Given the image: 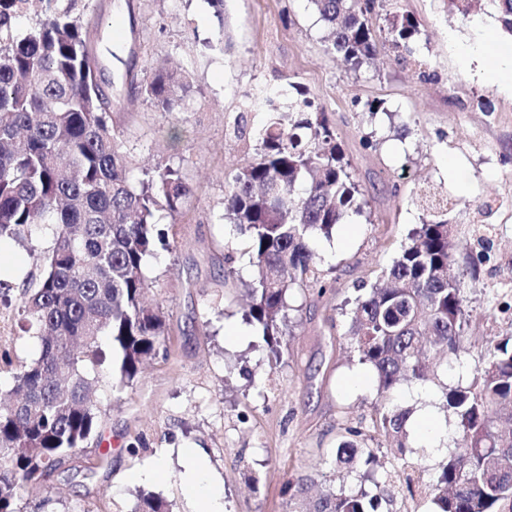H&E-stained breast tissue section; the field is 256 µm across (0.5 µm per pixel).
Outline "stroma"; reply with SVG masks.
Listing matches in <instances>:
<instances>
[{
    "mask_svg": "<svg viewBox=\"0 0 512 512\" xmlns=\"http://www.w3.org/2000/svg\"><path fill=\"white\" fill-rule=\"evenodd\" d=\"M82 3L90 47L107 64L99 83L112 100L114 127L139 169L181 168L192 194L176 216L162 215L169 247L147 265L149 297L168 324L164 352L128 386L100 383L95 434L23 496L22 512H38L46 496L54 512H131L141 490L173 512H193L184 473L194 455L205 460L224 512H288V480L351 484L330 469L351 428L396 467L397 448L372 427L376 385L349 344L342 303L374 284L408 233L429 220L423 192L447 195L459 264L479 271L467 291L461 360L449 363L443 383L472 377L494 344L512 340V92L460 62L462 48L478 38L474 20L498 27L493 0H476L467 19L449 0H397L396 11L419 22L407 61L382 50L357 70L329 51V30L308 0H224L220 12L209 0ZM160 65L187 79L178 111H160L140 92ZM291 83L311 93L333 126L366 206L350 217L346 241L316 239L328 289L294 292V325L277 359L246 323L249 240L222 214L225 185L252 160L265 118L260 109L242 111L243 102ZM371 101L379 111H367ZM485 202L492 211L483 216ZM480 227L493 243L487 254L476 244ZM50 245L43 227L25 248L0 240V280L9 287L0 298V394L39 352L16 307ZM231 325L245 331L232 345L225 341ZM357 373L363 383L351 384ZM390 400L444 420L445 434L422 461L435 475L456 437L440 386L404 384Z\"/></svg>",
    "mask_w": 512,
    "mask_h": 512,
    "instance_id": "35a3bbf8",
    "label": "stroma"
}]
</instances>
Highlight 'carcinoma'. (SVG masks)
<instances>
[{
	"mask_svg": "<svg viewBox=\"0 0 512 512\" xmlns=\"http://www.w3.org/2000/svg\"><path fill=\"white\" fill-rule=\"evenodd\" d=\"M328 26L332 50L353 68L385 45L406 49L419 31L394 0H309ZM512 32V0H493ZM33 0H0V239L20 244L31 229L52 230L40 273L17 306L20 328L39 340L38 356L13 376L9 404L0 408V512H21L23 493L84 448L98 427L92 395L109 364L113 384H130L155 357L167 329L164 312L146 303V268L166 247L157 213L175 215L189 193L180 169L165 166L131 176L122 133L112 125L111 101L97 79L78 0L48 7L22 37L15 20ZM182 74L155 70L142 93L163 112L182 100ZM253 161L239 169L224 198V220L248 234L251 280L246 320L269 352L282 354L289 297L309 287L321 296L317 237L330 238L365 202L325 114L309 92L290 85L268 100ZM432 220L409 234L381 281L352 301L348 336L358 361L377 384L373 428L392 439L400 470L341 441L332 463L357 477L355 487L327 485L307 498L311 479L286 484L290 512H382L402 479L407 492L431 500L434 512H512V347L489 351L465 385H442V404L457 425L455 450L435 480L412 447L410 408L390 406L404 382L439 378L460 359L467 320L465 277L453 252L455 227L443 219L448 202L429 196ZM131 512H170L148 493Z\"/></svg>",
	"mask_w": 512,
	"mask_h": 512,
	"instance_id": "1",
	"label": "carcinoma"
}]
</instances>
